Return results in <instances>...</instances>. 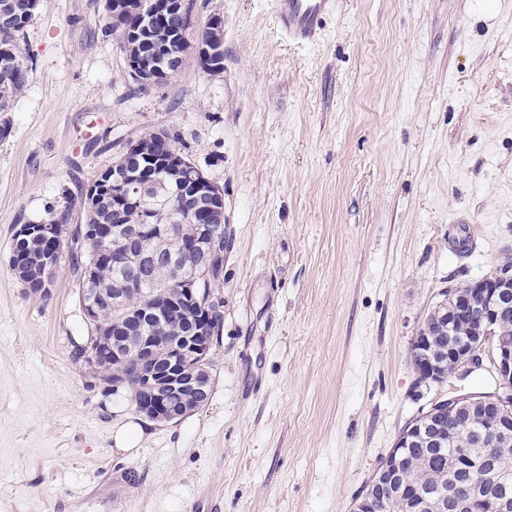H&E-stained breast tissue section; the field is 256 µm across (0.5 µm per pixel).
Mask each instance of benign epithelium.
<instances>
[{
	"label": "benign epithelium",
	"instance_id": "obj_1",
	"mask_svg": "<svg viewBox=\"0 0 512 512\" xmlns=\"http://www.w3.org/2000/svg\"><path fill=\"white\" fill-rule=\"evenodd\" d=\"M142 186L121 178L112 183V198L123 206L140 203ZM177 210L184 208L192 214L212 216L214 222L194 225V235L189 249L196 261L184 265L179 258L169 256V269L179 283L177 298L181 306L177 312L194 318V313H209L221 305L222 297L214 291L213 273L216 244L219 241L217 223L224 222V209L214 205L211 187L202 172L189 165L172 196L163 198L159 208ZM37 228L46 238L60 247L70 233V227L61 224H39ZM148 232L145 224H118L112 231L98 237L101 253L112 256V266L123 277L115 283L112 310L123 311L122 317L138 321L143 336L132 347L112 342V357L116 364L131 369L139 375L141 387L138 411L147 418L162 422H176L205 406L211 396L210 373L206 370L190 372L184 365L212 357L215 338L197 331L191 336H179L166 346L165 355L158 354L154 333L164 328V307H131L130 298L149 294L154 289L152 277L147 274L149 265L157 256L144 255L134 242ZM470 291L456 294L446 288L431 307L423 327L413 338V357L417 380L430 388L441 386L448 379L444 363L448 361V346L433 348L428 343L431 328L444 331L458 322L477 324L475 334L453 348V374L464 379L474 371L485 369L496 378L492 392H465L453 397L441 394L432 398L427 407L398 434L384 468L371 481L370 496L361 499L354 512H378L377 503L399 491L409 492L413 510H418L430 497L419 486L406 484L405 449L415 441L429 448H444L448 436L444 422H455V432H473L485 447L486 455L495 453L496 446L512 437V342L496 337L495 325L512 316V263L498 266L491 274L467 284Z\"/></svg>",
	"mask_w": 512,
	"mask_h": 512
}]
</instances>
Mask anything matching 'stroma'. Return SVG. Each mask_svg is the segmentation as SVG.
<instances>
[{
    "instance_id": "stroma-1",
    "label": "stroma",
    "mask_w": 512,
    "mask_h": 512,
    "mask_svg": "<svg viewBox=\"0 0 512 512\" xmlns=\"http://www.w3.org/2000/svg\"><path fill=\"white\" fill-rule=\"evenodd\" d=\"M105 0H41L0 139V512H353L441 393L411 342L445 288L512 256V0H338L293 44L273 0H194L224 71L129 74ZM164 131L224 191V327L206 406L139 414L73 357L68 259L29 296L19 224L80 199L128 140ZM144 428L119 450L117 429Z\"/></svg>"
}]
</instances>
